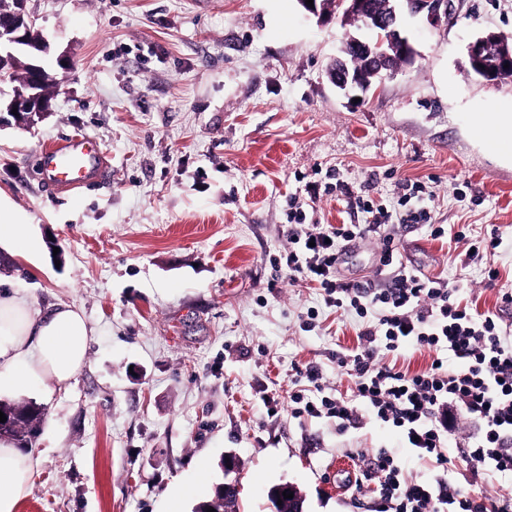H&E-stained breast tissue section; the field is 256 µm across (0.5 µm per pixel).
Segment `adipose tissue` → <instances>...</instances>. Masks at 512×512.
<instances>
[{
    "mask_svg": "<svg viewBox=\"0 0 512 512\" xmlns=\"http://www.w3.org/2000/svg\"><path fill=\"white\" fill-rule=\"evenodd\" d=\"M470 135L499 155L512 157V113L473 112ZM93 330L69 304L41 306L33 298L0 294V394L69 386L85 365ZM33 452L0 439V512H17L38 474Z\"/></svg>",
    "mask_w": 512,
    "mask_h": 512,
    "instance_id": "adipose-tissue-1",
    "label": "adipose tissue"
}]
</instances>
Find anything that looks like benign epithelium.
I'll list each match as a JSON object with an SVG mask.
<instances>
[{"label":"benign epithelium","mask_w":512,"mask_h":512,"mask_svg":"<svg viewBox=\"0 0 512 512\" xmlns=\"http://www.w3.org/2000/svg\"><path fill=\"white\" fill-rule=\"evenodd\" d=\"M298 3L304 12L320 22L335 17H358L368 32L378 33L376 40L367 35L349 37L343 54L330 64L327 74L331 83L347 94L355 91L364 94L370 88L361 73L350 68L347 54H363L381 79L392 76L397 69L390 66L391 58L398 57L400 62L409 63L416 56L413 43L401 32V16L422 14L436 27L449 24L459 8V0H385L376 9L367 0H333V8L329 10L321 8L319 0H313L311 6L306 0H298ZM26 4L27 0H15L13 12L0 19V125L8 116L19 124H28L49 111L50 101L40 90L43 68L37 62L29 65L31 80L26 88H14L9 95L3 90V86L11 83L9 65L16 54L28 53L39 58L50 53V43L40 35L36 18L27 11ZM466 58L475 66L478 76L491 84L500 65L512 61V44L502 34L487 31L467 44Z\"/></svg>","instance_id":"1"}]
</instances>
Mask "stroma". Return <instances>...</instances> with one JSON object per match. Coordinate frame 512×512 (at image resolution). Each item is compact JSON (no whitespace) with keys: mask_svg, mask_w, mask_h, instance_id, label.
Instances as JSON below:
<instances>
[{"mask_svg":"<svg viewBox=\"0 0 512 512\" xmlns=\"http://www.w3.org/2000/svg\"><path fill=\"white\" fill-rule=\"evenodd\" d=\"M52 56L74 62L49 112L0 126V205L30 228L32 248L0 253V290L80 308L94 330L67 389L13 394L44 412L30 446L39 474L17 512H165L181 493L194 512L236 459L237 512H272L267 492L290 482L304 512H369L386 449L405 474L469 491L470 465L418 459L398 431L359 408L347 427L294 418L288 394L308 388L294 365L317 364L325 388L352 395L336 356L355 321L322 308L319 291L270 258L285 245L288 199L339 184L307 210L321 224H362V195L393 208L424 186L438 224L497 230L486 281L458 270L448 242L395 232L401 262L456 277L466 300L512 324V162L476 145L471 112L512 110V77L466 69V45L491 29L512 37V0H462L453 21L405 16L414 60L345 95L327 68L352 20L318 23L297 0H29ZM87 134L110 163L79 192L51 189L45 146ZM379 240L342 255L346 281L372 276ZM319 314L311 330L309 308ZM366 450L363 458L352 456ZM363 478L341 491L338 463Z\"/></svg>","mask_w":512,"mask_h":512,"instance_id":"1","label":"stroma"}]
</instances>
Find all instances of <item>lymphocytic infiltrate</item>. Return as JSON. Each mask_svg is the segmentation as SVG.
<instances>
[{
	"instance_id": "lymphocytic-infiltrate-1",
	"label": "lymphocytic infiltrate",
	"mask_w": 512,
	"mask_h": 512,
	"mask_svg": "<svg viewBox=\"0 0 512 512\" xmlns=\"http://www.w3.org/2000/svg\"><path fill=\"white\" fill-rule=\"evenodd\" d=\"M410 185L399 198L404 211L392 214L373 208L364 197L355 204L370 214L365 224H310L299 209L298 197L288 200L287 245L273 260L289 279L315 282L325 307L365 319L358 346L339 356L338 366L350 368L356 378L355 398L335 394L311 397L302 392L289 397L293 417L336 418L350 425L358 420V406H366L392 424L412 443L419 458L449 469L447 435L458 419L480 427L461 454L471 464L470 481L486 475L512 473V330L497 314L463 305L458 289L446 278L415 275L397 262L392 231L395 225L426 230L433 239L451 238L461 245V268L481 264L500 245L498 236L474 238L464 230L447 231L434 223L427 209L412 208L422 193ZM375 237L383 242L378 269L391 271L387 281L374 276L345 282L338 261L351 242ZM434 353L431 364L410 374L387 364L405 344ZM374 465L380 488L371 512H512V499L479 498L406 477L386 450Z\"/></svg>"
}]
</instances>
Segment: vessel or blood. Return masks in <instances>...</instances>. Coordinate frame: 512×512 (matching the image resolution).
Here are the masks:
<instances>
[{"label":"vessel or blood","mask_w":512,"mask_h":512,"mask_svg":"<svg viewBox=\"0 0 512 512\" xmlns=\"http://www.w3.org/2000/svg\"><path fill=\"white\" fill-rule=\"evenodd\" d=\"M38 166L50 184L59 190L83 187L90 179H104L109 166L97 142L85 134L69 136L42 149Z\"/></svg>","instance_id":"obj_1"}]
</instances>
